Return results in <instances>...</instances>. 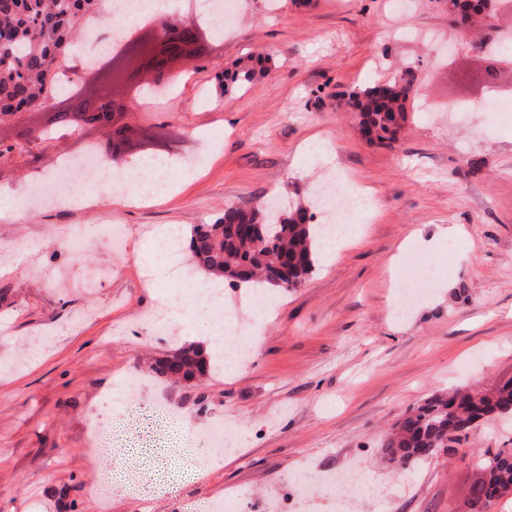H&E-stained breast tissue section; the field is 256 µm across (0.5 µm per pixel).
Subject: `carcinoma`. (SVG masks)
<instances>
[{
    "label": "carcinoma",
    "instance_id": "cac0c4a2",
    "mask_svg": "<svg viewBox=\"0 0 512 512\" xmlns=\"http://www.w3.org/2000/svg\"><path fill=\"white\" fill-rule=\"evenodd\" d=\"M102 0H0V117L40 109L48 98L66 93L59 71L73 58L74 45L91 17L102 15ZM490 0H452L454 13L492 14ZM265 70L264 61L247 56L224 72V92L245 90ZM415 75L406 68L388 84H374L349 95L363 132L375 133L389 146L407 119ZM66 110L48 115L47 129L28 132L27 140L44 139L58 129L96 124L107 130L104 149L125 141L126 127L112 124V103L90 109L87 100L68 96ZM307 207L299 202L284 209L269 198L257 205H229L211 224H196L188 250L193 266L231 286L259 285L289 291L299 287L315 268L319 227L309 223ZM202 354L198 345L183 342L158 359L155 370L175 383ZM512 413V380L492 391L455 389L435 394L409 409L388 431L382 448L401 468L439 453L467 436L491 416ZM484 477L471 489L469 512H486L491 489L512 496V448L485 452L479 459Z\"/></svg>",
    "mask_w": 512,
    "mask_h": 512
}]
</instances>
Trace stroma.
<instances>
[{
  "label": "stroma",
  "instance_id": "obj_1",
  "mask_svg": "<svg viewBox=\"0 0 512 512\" xmlns=\"http://www.w3.org/2000/svg\"><path fill=\"white\" fill-rule=\"evenodd\" d=\"M495 37L454 22L440 0H238L237 19L184 64L172 95L135 97L125 117L133 150L175 158L173 189L145 205L113 202L96 188L50 206L28 201L42 180L62 191L55 162L105 142L84 126L55 140L23 142L46 111L0 121V505L28 512H194L238 496L241 512H469L477 456L512 448V415L482 422L454 455L398 470L381 452L407 409L448 388L491 389L512 378V127L449 101L486 100L489 56L512 63V0H498ZM265 57L251 88L223 89L227 68ZM412 66L420 94L388 147L369 143L345 101L355 88ZM224 138L212 145L209 134ZM336 174L366 191L370 222L331 262L317 261L299 288L276 292L272 316L234 374L213 370L179 386L149 369L170 352L175 329L152 326L164 299L143 278L151 233L184 230L224 206L279 193L307 200ZM127 234L124 250L106 240ZM90 244L76 253L73 234ZM120 273L86 290L99 267ZM143 386L137 407L168 410L176 435L198 448L217 421L234 432L222 467L193 459L155 486L154 499L113 485L112 458L89 477L95 427L130 425L119 380ZM345 475L357 490L326 488ZM307 475L304 492L295 489Z\"/></svg>",
  "mask_w": 512,
  "mask_h": 512
}]
</instances>
